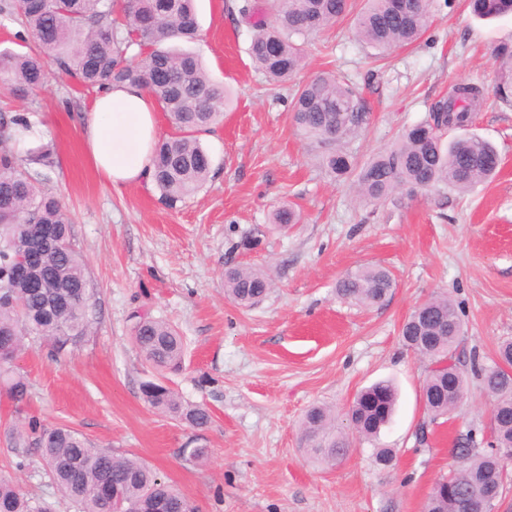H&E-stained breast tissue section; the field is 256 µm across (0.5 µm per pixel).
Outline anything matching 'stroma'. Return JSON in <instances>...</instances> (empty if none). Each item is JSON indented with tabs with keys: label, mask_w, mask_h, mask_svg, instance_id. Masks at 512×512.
<instances>
[{
	"label": "stroma",
	"mask_w": 512,
	"mask_h": 512,
	"mask_svg": "<svg viewBox=\"0 0 512 512\" xmlns=\"http://www.w3.org/2000/svg\"><path fill=\"white\" fill-rule=\"evenodd\" d=\"M224 3L196 0L201 31L189 48L232 101L200 137L212 162L207 182L176 207L161 202L154 184L115 188L94 170L82 123L96 92L52 72L36 96L0 98V112L27 114L42 127L55 161L48 187L74 220L94 301L79 344L54 356L29 343L15 360L30 385L24 403L0 388V478L51 512H75L38 459L16 467L26 446L15 432L34 415L115 455L139 457L199 512H423L466 435L478 450L490 449L491 402L468 378L459 408L429 424L423 387L430 363L404 346L402 324L445 293L463 324L462 367L474 356L492 364L498 344L512 339V103L494 94V50L512 44V16L480 20L467 0H432L421 41L376 62L353 28L364 0H352L351 16L311 36L303 67L279 84L254 68L251 30ZM321 72L364 97L366 124L341 142L361 164L424 121L455 85L483 87L466 132L496 147L497 175L464 192L436 187L362 202L352 180L330 177L321 147L292 121L295 90ZM284 205L302 220L280 231L272 215ZM254 233L258 245L239 248ZM230 264L271 275L259 304L243 308L225 297ZM364 266L385 268L395 281L374 307L336 292L346 273ZM139 311L183 336L185 366L169 383L208 408L206 429L144 401L140 387L154 370L132 342ZM379 380L394 382L399 395L376 442L354 435L340 463L313 462L301 441L306 410L325 404L344 415L357 392ZM197 447L206 457L191 459ZM377 447L393 449V465L375 463Z\"/></svg>",
	"instance_id": "obj_1"
}]
</instances>
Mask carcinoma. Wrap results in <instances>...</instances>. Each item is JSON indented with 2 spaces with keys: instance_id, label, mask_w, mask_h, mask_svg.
<instances>
[{
  "instance_id": "cac0c4a2",
  "label": "carcinoma",
  "mask_w": 512,
  "mask_h": 512,
  "mask_svg": "<svg viewBox=\"0 0 512 512\" xmlns=\"http://www.w3.org/2000/svg\"><path fill=\"white\" fill-rule=\"evenodd\" d=\"M431 0H366L354 17L359 40L385 51L417 42L426 31ZM477 18L512 14V0H468ZM252 28L249 56L254 66L275 82H286L299 69L308 36L347 16L348 0H273L275 19L257 15L249 2L227 6ZM0 16L23 28L27 52L0 50V87L24 98L41 89L50 68L74 78L86 88L130 83L148 90L168 114L174 132L155 145L152 181L161 198L174 206L198 191L211 172L210 157L199 135L210 131L229 101L224 85L214 81L199 56L172 46L194 42L199 22L194 0H4ZM496 93L512 96V49L494 53ZM292 119L306 137L324 147L323 161L335 176L356 174L367 201L384 199L397 189L410 193L427 183L465 191L491 178L500 157L495 147L477 136L445 143L448 126H466L472 117L453 95L437 100L426 120L406 130L390 148L361 168L348 154L333 147L366 121L361 93L329 74L320 73L299 89ZM35 138L28 118L0 113V280L9 295L0 298V382L9 396L28 398L27 380L13 364L29 336L60 352L85 336L92 294L86 266L75 248L73 220L61 199L45 187L54 161L40 145H17ZM300 221L292 208L273 215L279 228ZM30 276L48 284L33 288L30 280L10 277L19 256ZM269 275L255 268L224 270V294L242 306H252L269 293ZM394 280L379 268L365 266L348 273L337 285L344 299L375 306L392 292ZM133 340L146 361L159 371L176 372L184 361V341L170 323L148 314L135 315ZM463 333L454 303L446 296L425 302L424 311L410 315L402 326L405 346L430 362L452 357ZM498 362L477 371L485 393L493 400L492 425L497 448L480 453L473 435L456 450L450 473L436 483L426 512H468L466 503L490 490L507 489L512 475V340L498 346ZM466 378L450 363L430 371L423 390L430 422L451 414L462 401ZM144 400L195 429L211 423L209 411L182 398L163 381L141 386ZM395 386L377 382L355 397L346 419L365 440H375L392 418ZM302 433L310 457L332 464L349 451L348 437L336 430L335 416L315 404L304 415ZM45 471L77 512H141L151 501L158 512H196L189 500L148 465L134 456H115L94 447L67 426H47L30 419L26 435ZM0 512H47L9 480L0 479Z\"/></svg>"
}]
</instances>
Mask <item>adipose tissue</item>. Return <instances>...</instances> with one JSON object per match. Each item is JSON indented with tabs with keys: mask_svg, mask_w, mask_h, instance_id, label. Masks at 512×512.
Here are the masks:
<instances>
[{
	"mask_svg": "<svg viewBox=\"0 0 512 512\" xmlns=\"http://www.w3.org/2000/svg\"><path fill=\"white\" fill-rule=\"evenodd\" d=\"M156 104L143 89L110 84L98 95L82 137L95 168L113 186L149 181L158 141Z\"/></svg>",
	"mask_w": 512,
	"mask_h": 512,
	"instance_id": "obj_1",
	"label": "adipose tissue"
}]
</instances>
